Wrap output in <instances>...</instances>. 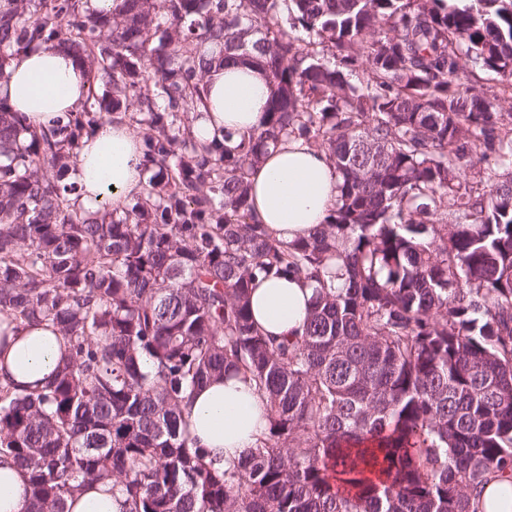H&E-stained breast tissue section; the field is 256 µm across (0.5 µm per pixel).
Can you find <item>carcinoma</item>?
<instances>
[{
  "instance_id": "carcinoma-1",
  "label": "carcinoma",
  "mask_w": 512,
  "mask_h": 512,
  "mask_svg": "<svg viewBox=\"0 0 512 512\" xmlns=\"http://www.w3.org/2000/svg\"><path fill=\"white\" fill-rule=\"evenodd\" d=\"M113 2L0 0V82L47 46L94 84L39 131L0 97V325L45 324L70 351L40 390L0 385L27 512L109 484L122 512H478L512 470V0ZM216 60L260 67L271 94L261 129L201 144ZM117 118L151 176L123 214L81 211L80 143ZM290 139L339 181L328 222L284 242L250 175ZM287 275L314 288L292 343L250 309L257 280ZM230 373L268 428L219 470L185 415Z\"/></svg>"
}]
</instances>
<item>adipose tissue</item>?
I'll return each mask as SVG.
<instances>
[{"label":"adipose tissue","mask_w":512,"mask_h":512,"mask_svg":"<svg viewBox=\"0 0 512 512\" xmlns=\"http://www.w3.org/2000/svg\"><path fill=\"white\" fill-rule=\"evenodd\" d=\"M10 79L0 86L14 111L24 113L31 128L48 126L88 96L84 67L66 53L45 46L12 56ZM204 97L192 125L203 143L225 133L259 130L271 86L255 66L229 63L205 75ZM79 186L76 205L87 211L108 203L124 210L141 194L147 173L141 140L123 122H106L85 137L73 175ZM254 212L277 239L307 236L329 219L336 199V173L325 152L300 140L269 149L250 176ZM313 291L292 275L257 281L251 294L252 316L266 334L295 337L303 329ZM68 356L65 340L48 326L13 324L0 347V384L38 390ZM191 436L215 468L243 462L267 426V401L242 375H230L196 389L188 409ZM26 470L0 462V512H25Z\"/></svg>","instance_id":"1"}]
</instances>
